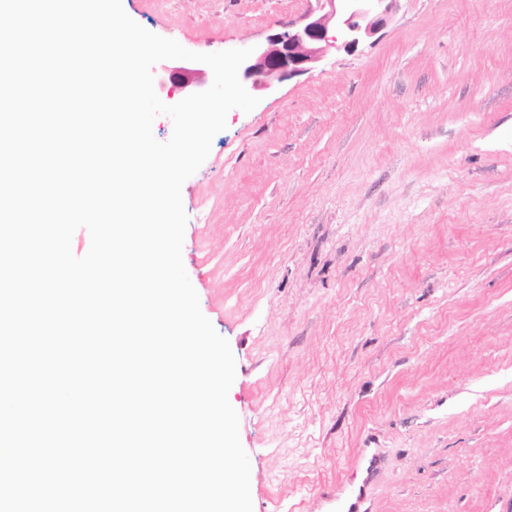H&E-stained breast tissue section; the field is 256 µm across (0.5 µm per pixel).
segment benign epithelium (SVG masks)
Listing matches in <instances>:
<instances>
[{
    "instance_id": "obj_1",
    "label": "benign epithelium",
    "mask_w": 512,
    "mask_h": 512,
    "mask_svg": "<svg viewBox=\"0 0 512 512\" xmlns=\"http://www.w3.org/2000/svg\"><path fill=\"white\" fill-rule=\"evenodd\" d=\"M300 25L286 32L271 33L262 41L249 42L253 49L239 69L248 91H274L291 78L313 71L328 49H357L386 25L397 0H318ZM164 80L172 86L168 99L176 104L210 87L211 68L198 61L179 60L162 67Z\"/></svg>"
}]
</instances>
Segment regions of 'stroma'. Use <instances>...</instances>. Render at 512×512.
I'll return each mask as SVG.
<instances>
[{"label": "stroma", "mask_w": 512, "mask_h": 512, "mask_svg": "<svg viewBox=\"0 0 512 512\" xmlns=\"http://www.w3.org/2000/svg\"><path fill=\"white\" fill-rule=\"evenodd\" d=\"M196 53L317 0H122ZM182 259L236 361L253 512H512V0H398L355 51L227 115ZM381 456L376 448H360L357 452L348 484L341 486L336 497L327 495V501L334 503L333 512H366L362 509L368 499V488L373 475L380 468ZM363 472V478L358 481L359 473Z\"/></svg>", "instance_id": "1"}]
</instances>
